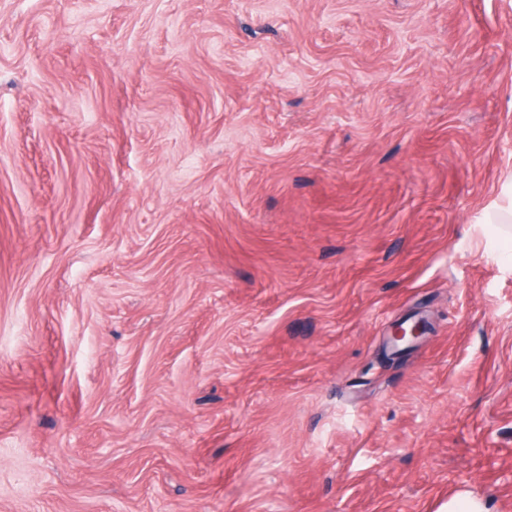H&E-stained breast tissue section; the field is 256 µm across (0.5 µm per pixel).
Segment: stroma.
Listing matches in <instances>:
<instances>
[{"label":"stroma","instance_id":"1","mask_svg":"<svg viewBox=\"0 0 512 512\" xmlns=\"http://www.w3.org/2000/svg\"><path fill=\"white\" fill-rule=\"evenodd\" d=\"M511 183L512 0H0V512H512Z\"/></svg>","mask_w":512,"mask_h":512}]
</instances>
